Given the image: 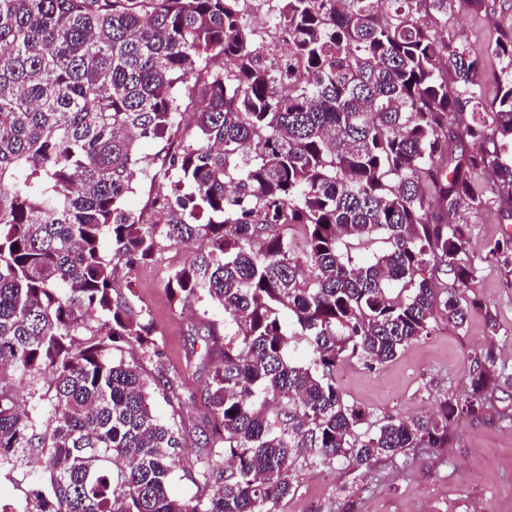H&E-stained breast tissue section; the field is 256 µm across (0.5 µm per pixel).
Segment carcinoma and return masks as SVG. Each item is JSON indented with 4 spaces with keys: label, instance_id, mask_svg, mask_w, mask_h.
I'll return each instance as SVG.
<instances>
[{
    "label": "carcinoma",
    "instance_id": "1",
    "mask_svg": "<svg viewBox=\"0 0 512 512\" xmlns=\"http://www.w3.org/2000/svg\"><path fill=\"white\" fill-rule=\"evenodd\" d=\"M267 4L280 70L245 0H0V470L40 478L0 512H274L299 469L445 448L458 417L512 388L488 349L468 396L374 426L336 385L342 364L391 362L483 309L456 216L512 219V34L492 47L489 104L477 58L442 35L453 0ZM190 82L161 223L140 224L138 142L179 132ZM198 239L167 291L224 310V356L206 397L217 449L184 501L182 433L152 403L177 385L116 357L157 341L113 292L118 268L132 294L161 242ZM487 261L512 273L511 233Z\"/></svg>",
    "mask_w": 512,
    "mask_h": 512
}]
</instances>
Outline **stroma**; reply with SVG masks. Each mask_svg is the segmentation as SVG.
Here are the masks:
<instances>
[{
    "mask_svg": "<svg viewBox=\"0 0 512 512\" xmlns=\"http://www.w3.org/2000/svg\"><path fill=\"white\" fill-rule=\"evenodd\" d=\"M489 5L488 11L477 13L466 0H456L448 31L480 60L481 85L490 101L497 94L499 65L488 47L501 33H512V0H490ZM459 219L470 226L468 250L479 260L506 226L493 208L464 211ZM191 254L187 245L162 243L154 261L137 270L134 293L117 289L118 296L128 297L133 315L156 329L158 354L143 359L142 365L148 375L161 372L178 385V402L168 404L159 395L154 409L165 419L175 411L181 415L188 463L207 453L211 417L201 360L205 341L195 329L208 321L224 322L221 308L182 305L168 297L163 266L182 265ZM473 291L485 309L470 317L465 330L441 324L392 362L372 368L355 360L344 364L336 373L344 397L378 422L390 416H432L445 399L467 390L474 353L493 347L497 367L512 372V274L485 266ZM489 313L499 324L494 337L485 326ZM502 408L497 402L482 418H458L446 448H421L366 471L336 462L300 470L294 495L280 502L276 512H512V421L501 419Z\"/></svg>",
    "mask_w": 512,
    "mask_h": 512,
    "instance_id": "1",
    "label": "stroma"
}]
</instances>
